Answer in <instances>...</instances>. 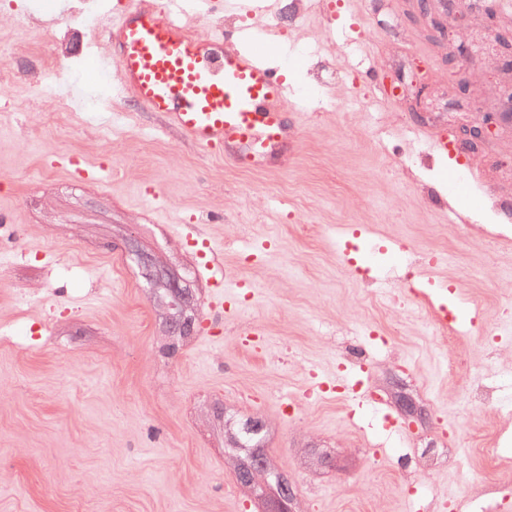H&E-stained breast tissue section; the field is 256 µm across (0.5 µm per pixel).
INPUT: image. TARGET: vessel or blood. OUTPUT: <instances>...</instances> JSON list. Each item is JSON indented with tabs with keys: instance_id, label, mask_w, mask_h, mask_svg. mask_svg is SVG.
<instances>
[{
	"instance_id": "obj_1",
	"label": "vessel or blood",
	"mask_w": 512,
	"mask_h": 512,
	"mask_svg": "<svg viewBox=\"0 0 512 512\" xmlns=\"http://www.w3.org/2000/svg\"><path fill=\"white\" fill-rule=\"evenodd\" d=\"M177 3L167 0L157 11L137 5L105 24L111 50L95 69L115 73L122 91L196 147L222 149L235 164L249 165L285 139L288 89L259 54L218 50L213 36L191 34Z\"/></svg>"
}]
</instances>
